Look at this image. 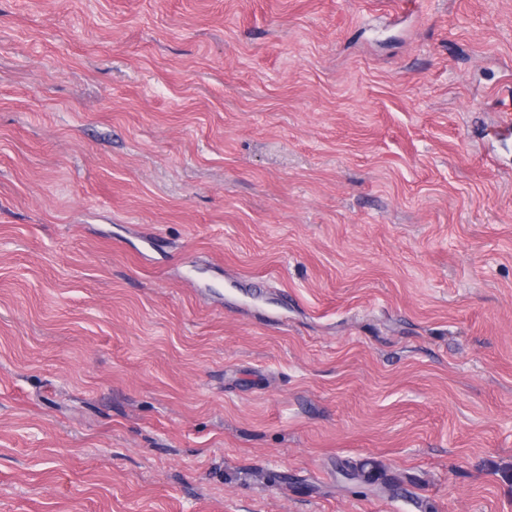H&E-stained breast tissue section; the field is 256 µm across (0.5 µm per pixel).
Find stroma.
<instances>
[{
    "label": "stroma",
    "mask_w": 512,
    "mask_h": 512,
    "mask_svg": "<svg viewBox=\"0 0 512 512\" xmlns=\"http://www.w3.org/2000/svg\"><path fill=\"white\" fill-rule=\"evenodd\" d=\"M0 0V512H512V0Z\"/></svg>",
    "instance_id": "obj_1"
}]
</instances>
